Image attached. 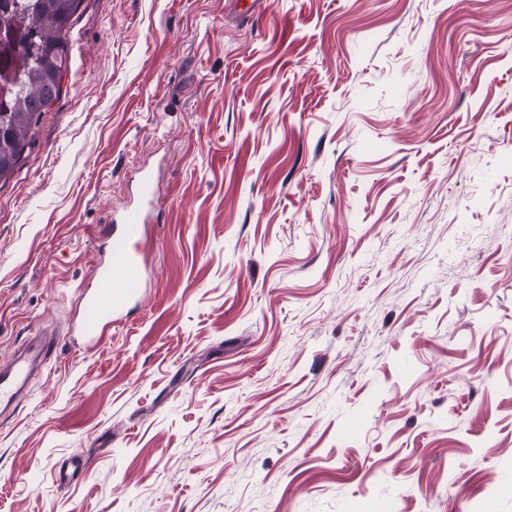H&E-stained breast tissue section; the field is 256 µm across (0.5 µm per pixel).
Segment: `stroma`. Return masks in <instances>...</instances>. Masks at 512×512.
I'll return each mask as SVG.
<instances>
[{"instance_id": "stroma-1", "label": "stroma", "mask_w": 512, "mask_h": 512, "mask_svg": "<svg viewBox=\"0 0 512 512\" xmlns=\"http://www.w3.org/2000/svg\"><path fill=\"white\" fill-rule=\"evenodd\" d=\"M68 41L0 185V365L58 335L0 512H512V0H82ZM152 203V178L144 174L138 203L113 217V224H106L111 240L109 250L98 264L93 283L79 289L81 304L93 317L82 319L72 327L87 349L100 346L105 332L121 324L140 299L135 287L143 279L145 265L143 253L133 243L146 235L144 224L148 223Z\"/></svg>"}]
</instances>
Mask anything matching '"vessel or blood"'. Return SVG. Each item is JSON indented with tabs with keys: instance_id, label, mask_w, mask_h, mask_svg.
Masks as SVG:
<instances>
[{
	"instance_id": "b4317fda",
	"label": "vessel or blood",
	"mask_w": 512,
	"mask_h": 512,
	"mask_svg": "<svg viewBox=\"0 0 512 512\" xmlns=\"http://www.w3.org/2000/svg\"><path fill=\"white\" fill-rule=\"evenodd\" d=\"M152 203V178L146 174L141 178L138 203L114 217L106 227L110 247L98 264L93 283L79 289L81 304L89 316L72 328L86 348L100 346L105 332L122 323L140 299L138 285L145 265L142 252L134 244L146 235ZM48 351L45 341L29 342L8 365L0 368V414L14 410L28 392Z\"/></svg>"
}]
</instances>
